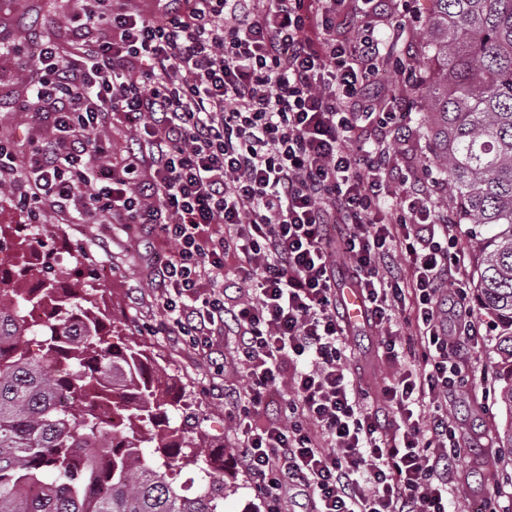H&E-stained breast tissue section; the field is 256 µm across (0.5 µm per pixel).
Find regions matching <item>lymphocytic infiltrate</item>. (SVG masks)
Returning <instances> with one entry per match:
<instances>
[{"instance_id": "lymphocytic-infiltrate-1", "label": "lymphocytic infiltrate", "mask_w": 512, "mask_h": 512, "mask_svg": "<svg viewBox=\"0 0 512 512\" xmlns=\"http://www.w3.org/2000/svg\"><path fill=\"white\" fill-rule=\"evenodd\" d=\"M392 0H75L64 54L37 40L30 149L0 142V187L35 215L133 224L170 243L150 268L166 333L246 379L237 453L280 512H448L462 457L448 393L481 327L454 211L392 162L377 35ZM51 128H44V118ZM131 134L109 158L93 130ZM400 371L384 405L350 377L336 262Z\"/></svg>"}]
</instances>
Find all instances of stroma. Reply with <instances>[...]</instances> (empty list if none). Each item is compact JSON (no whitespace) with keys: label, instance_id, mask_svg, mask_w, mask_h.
<instances>
[{"label":"stroma","instance_id":"obj_1","mask_svg":"<svg viewBox=\"0 0 512 512\" xmlns=\"http://www.w3.org/2000/svg\"><path fill=\"white\" fill-rule=\"evenodd\" d=\"M431 7V0H402L391 28L382 32L384 38L398 43L397 56L382 66L386 86L413 114L412 136L395 137L391 143L400 165L430 169L435 166L433 147L421 99L416 83L406 81L402 69L423 58V27ZM67 8L66 0H0V37L22 49L40 36L66 39L61 17ZM32 77L29 66L0 62L2 140L22 137L25 132L29 115L24 102ZM37 224L45 248L60 254L54 276L69 284L81 283L95 293L101 306L127 324L129 337L150 346L166 365L173 376L171 397L180 403L179 411L172 414L173 422L185 424L198 439L223 450L224 479L230 487L224 512H267V501L235 456L236 435L224 405V387L233 378L225 374L223 358L232 338L215 337L212 352L205 353L193 348L187 337L161 331L158 292L146 272L162 243L137 239L124 224H72L53 210L42 211ZM477 319L483 338L471 349L462 368L463 384L448 394V413L461 437L472 444L454 470L448 508L450 512H470L477 502L490 497L503 512H512V450L500 447L497 440L506 415L492 393V326L485 314H478ZM379 342V333L369 331L358 336L352 350L358 382L373 395L394 371L379 353Z\"/></svg>","mask_w":512,"mask_h":512}]
</instances>
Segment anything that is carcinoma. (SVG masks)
<instances>
[{
    "label": "carcinoma",
    "instance_id": "carcinoma-1",
    "mask_svg": "<svg viewBox=\"0 0 512 512\" xmlns=\"http://www.w3.org/2000/svg\"><path fill=\"white\" fill-rule=\"evenodd\" d=\"M424 38L435 163L459 221L484 228L470 244L472 297L494 325L498 440L512 449V0H433ZM52 271L29 244L22 267L0 269V512H224V457L170 427L166 368L133 340L111 342L80 284ZM35 305L51 311L39 324L26 318ZM103 384L128 397L120 425L95 411ZM149 425L161 433L148 455ZM200 460L187 496L175 471Z\"/></svg>",
    "mask_w": 512,
    "mask_h": 512
}]
</instances>
